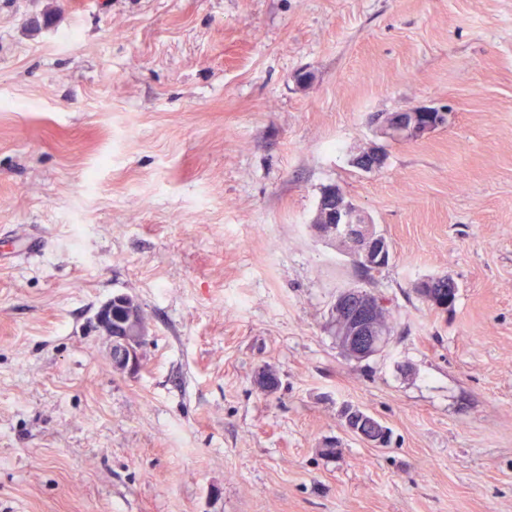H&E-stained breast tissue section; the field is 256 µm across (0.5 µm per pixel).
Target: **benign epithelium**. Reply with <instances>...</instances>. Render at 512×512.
<instances>
[{"label":"benign epithelium","instance_id":"benign-epithelium-1","mask_svg":"<svg viewBox=\"0 0 512 512\" xmlns=\"http://www.w3.org/2000/svg\"><path fill=\"white\" fill-rule=\"evenodd\" d=\"M448 122L445 108L419 107L409 112H393L374 117L381 137L396 141H416ZM386 155L379 146L372 145L356 155L352 163L363 171H372L383 166ZM317 215L331 225L328 234L349 243L352 250L349 259L377 268L389 257L390 245L385 237L374 228L362 212L347 201L340 188L328 187L320 196ZM429 287L439 289L432 295L436 307L448 308L456 285L450 279L437 278ZM381 301L377 295L362 288H346L336 295L331 314L334 338L341 352L351 360H365L381 353L387 346L388 336L380 317ZM97 328L105 333L119 348V368L135 370L140 365L139 348L147 336L140 328L137 310L126 308L122 319L113 323L112 302L102 305L96 313ZM258 387L267 393L278 388V377L269 367L260 369L255 377ZM366 412L351 408L341 416L345 430L372 447L381 446L382 429L365 422Z\"/></svg>","mask_w":512,"mask_h":512}]
</instances>
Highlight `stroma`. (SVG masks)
Wrapping results in <instances>:
<instances>
[{
    "label": "stroma",
    "mask_w": 512,
    "mask_h": 512,
    "mask_svg": "<svg viewBox=\"0 0 512 512\" xmlns=\"http://www.w3.org/2000/svg\"><path fill=\"white\" fill-rule=\"evenodd\" d=\"M328 185L387 265L315 231ZM351 287L394 326L360 362ZM0 512H512V0H0ZM381 137L396 141H416L448 122L445 108L419 107L409 112H393L374 117ZM386 155L380 146L372 145L356 155L352 163L363 171H372L381 168L385 163ZM377 295L362 288H346L336 295L331 314L334 338L341 352L351 360H365L381 353L388 334L382 324ZM122 305L126 310L117 325L112 322V299L99 308L95 322L97 328L112 340L113 347L119 348V368L131 371L140 365L139 348L147 332L140 328L134 305ZM370 416L365 411L352 407L346 415L341 414V420L345 430L372 447H380L382 439V429L373 423H365V416ZM352 425L350 423H355Z\"/></svg>",
    "instance_id": "stroma-1"
}]
</instances>
